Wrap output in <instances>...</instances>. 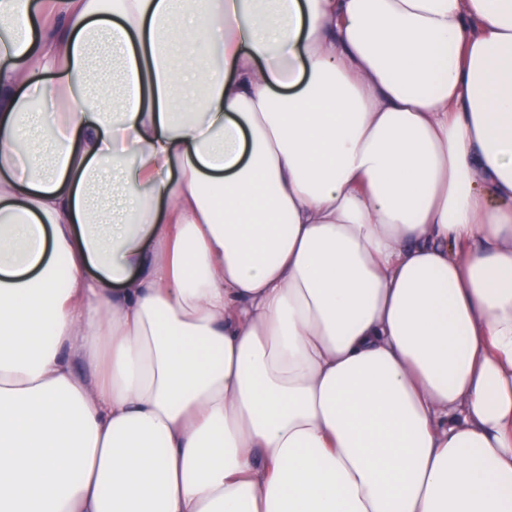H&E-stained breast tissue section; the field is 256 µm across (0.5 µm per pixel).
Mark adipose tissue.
Here are the masks:
<instances>
[{
	"label": "adipose tissue",
	"mask_w": 512,
	"mask_h": 512,
	"mask_svg": "<svg viewBox=\"0 0 512 512\" xmlns=\"http://www.w3.org/2000/svg\"><path fill=\"white\" fill-rule=\"evenodd\" d=\"M0 0V512H512V0Z\"/></svg>",
	"instance_id": "1"
}]
</instances>
